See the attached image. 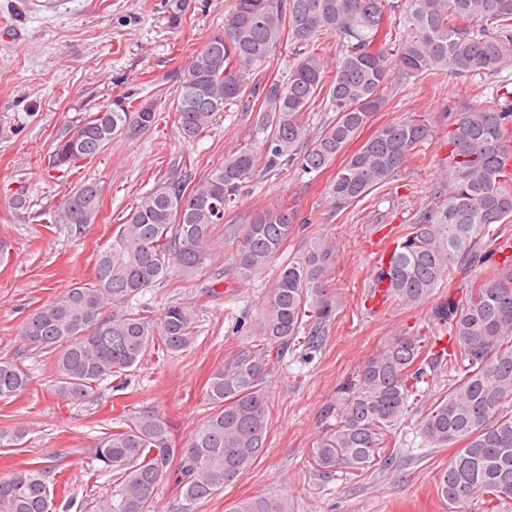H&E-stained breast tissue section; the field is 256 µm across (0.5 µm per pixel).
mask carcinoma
I'll return each mask as SVG.
<instances>
[{"label":"carcinoma","instance_id":"obj_1","mask_svg":"<svg viewBox=\"0 0 512 512\" xmlns=\"http://www.w3.org/2000/svg\"><path fill=\"white\" fill-rule=\"evenodd\" d=\"M336 43L329 59L315 49ZM292 47L288 79H259L283 45ZM398 62L392 71L389 56ZM512 67V0H232L224 32L189 58L174 90L179 136L190 143L208 131L218 112L256 106L246 146L224 156L198 181L173 175L144 192L96 257L94 278L71 284L31 313L24 345L53 355L58 394L83 400L122 378L157 346L182 352L196 340V316L180 303L159 318L106 313L176 271L186 280L208 276L214 230L224 223L260 174L289 163L319 175L345 153L387 103L392 77L410 82L433 75L493 81ZM496 106L460 101L443 112L449 122L444 183L403 229L367 292L401 307L430 302L457 267L483 252L486 270L439 299L435 321L448 326V344L401 336L368 358L347 387L336 432L318 449L326 468L360 470L381 456L384 436L397 429L418 400L421 384L442 365H460L461 378L436 401L418 427L424 448H457L438 474L436 490L448 508L482 497L484 512L512 501V93ZM320 103L335 117L309 139L304 114ZM136 93L117 95L72 122L50 155L55 168L104 153L112 139H137L156 122ZM424 119L378 127L347 156L329 193L353 204L390 184L414 148L430 136ZM101 191L81 185L54 209L52 223L81 236L101 212ZM298 222L286 209L257 211L241 225L234 255L248 279L278 257ZM333 247L318 240L288 260L269 286L255 323L239 324L259 343L215 366L206 388L213 411L186 444H172L169 425L145 413L102 433L95 457L116 483L97 512H149L158 482L174 472L183 499L208 500L234 483L263 453L271 410L263 380L285 351L321 347L341 301L326 285ZM31 377L22 364L0 359V399L24 393ZM176 470H171L174 459ZM44 468L35 463L0 479V512H56ZM229 512H291L284 496H253Z\"/></svg>","mask_w":512,"mask_h":512}]
</instances>
